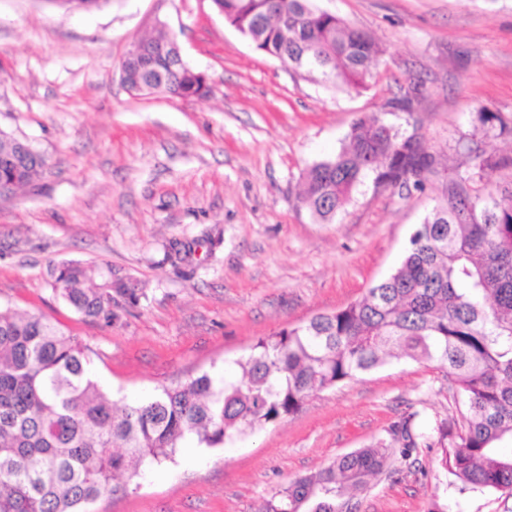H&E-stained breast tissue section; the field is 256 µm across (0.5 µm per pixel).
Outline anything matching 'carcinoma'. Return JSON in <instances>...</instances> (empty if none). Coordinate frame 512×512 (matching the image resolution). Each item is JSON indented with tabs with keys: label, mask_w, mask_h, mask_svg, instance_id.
<instances>
[{
	"label": "carcinoma",
	"mask_w": 512,
	"mask_h": 512,
	"mask_svg": "<svg viewBox=\"0 0 512 512\" xmlns=\"http://www.w3.org/2000/svg\"><path fill=\"white\" fill-rule=\"evenodd\" d=\"M254 47L292 68L359 90L382 49L368 33L316 0H212ZM160 33L134 41L121 63L132 92L201 97L203 74ZM418 89L390 102L413 110ZM18 139L0 131L5 193L47 167L27 153L14 174ZM467 167L446 180L444 198L415 225L400 262L366 294L330 314L259 339L224 367L163 385L117 405L91 371L93 350L42 314L0 310V512H93L105 493L128 488L145 461L175 462L180 448H221L249 430L299 411L310 395L385 366L402 354L448 371L467 415L448 429L441 465L463 489L512 494V185L479 188L492 157L467 148ZM437 156L379 112L357 118L336 153L306 172L302 201L330 222L373 176L383 189L422 191ZM53 290L86 318L112 322V294L136 292L74 260L50 265ZM417 414L393 423L383 442L340 455L271 495L261 512H358L356 493L390 461L410 466L424 437Z\"/></svg>",
	"instance_id": "obj_1"
}]
</instances>
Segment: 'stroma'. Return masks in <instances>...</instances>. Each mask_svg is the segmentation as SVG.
<instances>
[{"label": "stroma", "mask_w": 512, "mask_h": 512, "mask_svg": "<svg viewBox=\"0 0 512 512\" xmlns=\"http://www.w3.org/2000/svg\"><path fill=\"white\" fill-rule=\"evenodd\" d=\"M372 35L383 54L361 92L343 91L256 51L211 0H102L71 11L0 0V130L49 160L0 196V309L40 313L95 350L114 399L134 400L249 353L258 339L360 299L398 262L442 198L365 182L331 222L301 202L304 174L334 156L352 122L383 112L401 133L463 170L458 146L494 156L482 185L512 184V136L477 115L512 118V0H318ZM166 28L205 74L202 97L130 93L121 63L138 36ZM410 112H384L411 85ZM187 247L167 257L169 243ZM111 265L137 303L111 323L53 291L49 263ZM419 412L432 428L420 471L380 474L359 512H512V495L461 489L440 464L437 424L460 422L446 371L400 358L318 392L276 424L176 464L146 466L95 512H257L264 499L339 455L387 440Z\"/></svg>", "instance_id": "stroma-1"}]
</instances>
